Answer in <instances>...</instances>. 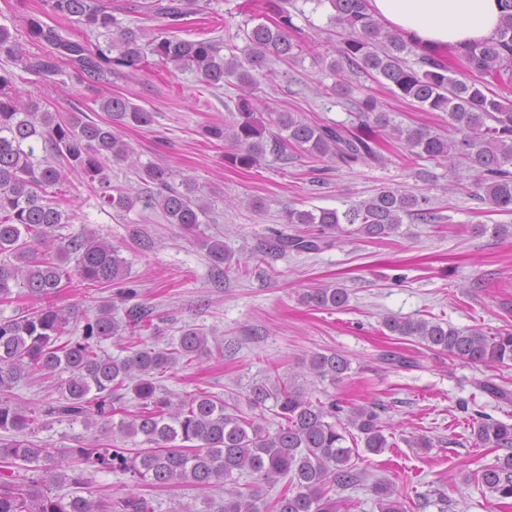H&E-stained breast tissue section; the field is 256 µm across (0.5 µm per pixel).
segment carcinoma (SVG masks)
<instances>
[{
    "mask_svg": "<svg viewBox=\"0 0 512 512\" xmlns=\"http://www.w3.org/2000/svg\"><path fill=\"white\" fill-rule=\"evenodd\" d=\"M325 1L333 9L331 20L344 31L328 69L339 77L331 91L349 104L348 125H312L294 112L272 111L263 120L253 108L251 95L258 78L272 81L276 75L267 67L268 57L289 63L302 50L289 35L295 28L289 10L293 0L274 4L268 24L251 27L244 22L243 45L228 46L227 57L212 39H181L170 29L149 34L126 25L106 0H48L54 14L84 29L81 41L45 26L37 17L27 18L25 29L29 40L48 44L56 56L70 60L101 85L134 76L149 56L175 70L195 72L211 88L233 84L242 94L234 105L224 104L231 119L204 126V133L216 141L230 140L232 150L224 155V162L236 168L259 167L269 142L276 151L292 145L315 159L334 158L348 167L380 164L384 154L373 132L378 128L418 158L446 161L450 166L457 158L464 160L474 175V196L494 211L511 212L512 99L492 88L512 85V0H500L501 24L494 37L446 57L420 54L413 66L405 55L415 46L374 18L367 0H313L318 6ZM209 6L210 0H143L138 8L172 26ZM91 33L104 42L91 41ZM2 56L13 67L38 74L46 84L59 74L53 57L30 54L8 28L0 26ZM452 58L463 61L477 78H458ZM361 74L389 82L397 95L424 111L444 113L460 138L450 140L424 127L405 126L383 111L373 95L350 99L348 76ZM15 78L13 71L0 68V300L10 298L18 287L32 305L19 315L0 318V433H5L0 436V512H154L146 499L136 495L83 496L89 466L128 474L154 488L189 486L205 491L223 484L220 512H341L342 499L331 493L366 480V472L352 461L353 449L344 446L347 427L363 435L364 447L371 453L389 447L375 406L353 408L343 420L339 417L343 408L336 401H314L279 377L269 386L251 387L246 396L253 409L273 401L271 411L280 423L270 432L257 419L230 410L206 391L176 401L158 384L156 375L180 362L189 364L211 353L224 356L223 344L208 348L202 329H182L177 343L168 348L143 346L128 350L122 358L112 357L102 353L99 344L126 329L133 333L157 329L153 307L134 303L119 321L112 315L110 299L91 315L74 305H59L71 274L88 285L101 286L121 282L127 270L120 249L106 238L83 229L58 234L71 217L48 188L62 184L67 173L83 177L97 189L102 204L113 210L127 212L142 201L159 208L168 223L186 233L204 223L210 204L193 180L184 178L181 186H175L173 170L140 163L122 139V130L130 125H151L154 113L120 94L101 99L106 118L99 123L81 112L66 116L41 112L39 106L14 94ZM33 140L43 144L41 160H34ZM112 160L135 167L141 182L153 185L156 192L144 199L131 187L113 186L108 165ZM406 217L422 224L440 221L427 198L398 188H384L342 213L290 209L287 223L317 224L318 232L303 236L275 231L266 237L263 253L318 252L332 244L331 235L343 232L344 224L355 226L354 233L367 239H383L397 232ZM203 245L212 280L224 283L231 263L224 241L209 238ZM72 260L71 273L63 264ZM348 299V290L339 284L311 288L302 295L306 304L325 309L341 308ZM73 322L83 323L81 333L72 329ZM384 326L468 362L487 366L512 362V332L488 337L479 330L397 318L385 319ZM306 367L315 377L334 384L343 379L349 361L336 352L314 353ZM45 376L60 378L62 398L38 414L18 403L12 391L23 379ZM119 390L131 391L140 411L115 422L112 398ZM43 417L79 420L87 427L101 423L110 426L114 435L141 441L136 448L92 444L53 452L25 438ZM473 435L484 447L508 450L480 470L478 482L499 498L512 499V424L486 419ZM24 467L36 476L17 478L15 470ZM244 473L252 476V483L242 491L236 487V476ZM285 477L289 482L279 497L264 501L262 485ZM63 486L69 488L67 494H53V488ZM372 491L379 512H408L407 501L396 495L392 484L376 480Z\"/></svg>",
    "mask_w": 512,
    "mask_h": 512,
    "instance_id": "1",
    "label": "carcinoma"
}]
</instances>
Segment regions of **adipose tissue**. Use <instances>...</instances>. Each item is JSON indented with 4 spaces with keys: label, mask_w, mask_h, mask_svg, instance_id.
I'll return each instance as SVG.
<instances>
[{
    "label": "adipose tissue",
    "mask_w": 512,
    "mask_h": 512,
    "mask_svg": "<svg viewBox=\"0 0 512 512\" xmlns=\"http://www.w3.org/2000/svg\"><path fill=\"white\" fill-rule=\"evenodd\" d=\"M369 9L427 54L489 39L501 18L499 0H369Z\"/></svg>",
    "instance_id": "1"
}]
</instances>
